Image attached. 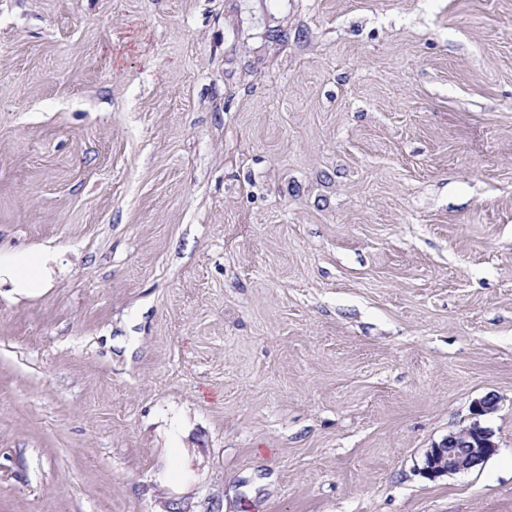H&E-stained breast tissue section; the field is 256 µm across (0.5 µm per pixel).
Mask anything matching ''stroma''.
<instances>
[{"instance_id": "1", "label": "stroma", "mask_w": 512, "mask_h": 512, "mask_svg": "<svg viewBox=\"0 0 512 512\" xmlns=\"http://www.w3.org/2000/svg\"><path fill=\"white\" fill-rule=\"evenodd\" d=\"M39 244L0 512H512V0H0ZM493 432L478 421L451 432L425 454L422 474L428 479L468 471L494 455L498 445Z\"/></svg>"}]
</instances>
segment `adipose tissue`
<instances>
[{
	"label": "adipose tissue",
	"mask_w": 512,
	"mask_h": 512,
	"mask_svg": "<svg viewBox=\"0 0 512 512\" xmlns=\"http://www.w3.org/2000/svg\"><path fill=\"white\" fill-rule=\"evenodd\" d=\"M51 250L19 251L0 255V288L15 294H35L47 288L51 280Z\"/></svg>",
	"instance_id": "1"
}]
</instances>
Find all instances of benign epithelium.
I'll use <instances>...</instances> for the list:
<instances>
[{
  "label": "benign epithelium",
  "mask_w": 512,
  "mask_h": 512,
  "mask_svg": "<svg viewBox=\"0 0 512 512\" xmlns=\"http://www.w3.org/2000/svg\"><path fill=\"white\" fill-rule=\"evenodd\" d=\"M497 396L485 395L472 404V414L480 417L496 411ZM498 445L493 432L477 421L451 432L425 454L422 474L428 479L468 471L494 455Z\"/></svg>",
  "instance_id": "7a95c632"
}]
</instances>
